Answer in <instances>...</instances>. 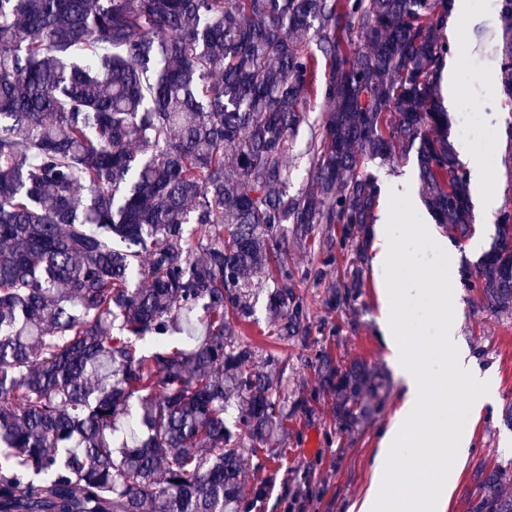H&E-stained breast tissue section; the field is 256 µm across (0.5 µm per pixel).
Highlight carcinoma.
<instances>
[{
  "mask_svg": "<svg viewBox=\"0 0 512 512\" xmlns=\"http://www.w3.org/2000/svg\"><path fill=\"white\" fill-rule=\"evenodd\" d=\"M501 14L512 96V0ZM447 28L448 0H0V512H247L242 449L273 459L289 413L283 362L241 329L265 287L263 334L306 339L296 281L364 260L380 188L361 155L417 148L438 223L471 227ZM302 125L313 179L290 194ZM506 267L502 239L465 271L488 310H512ZM361 288L356 265L335 307ZM316 360L338 427L380 410V368ZM124 417L141 437L117 449ZM511 484L512 462L482 473L469 512H512Z\"/></svg>",
  "mask_w": 512,
  "mask_h": 512,
  "instance_id": "obj_1",
  "label": "carcinoma"
}]
</instances>
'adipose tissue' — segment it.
I'll return each instance as SVG.
<instances>
[{
    "mask_svg": "<svg viewBox=\"0 0 512 512\" xmlns=\"http://www.w3.org/2000/svg\"><path fill=\"white\" fill-rule=\"evenodd\" d=\"M392 213H384L375 229L372 242V265L382 270L377 282L381 315L379 327L390 351L395 376L402 388L403 402L394 421L384 432L374 459L375 483L366 497L357 505V512H439L442 501L454 486V478L447 469H438L434 479L419 495L393 497L388 486L393 479L415 482L417 468L405 464L401 472L391 466L395 455H417L423 448H454L458 456H465L469 438L465 432L450 429L447 407L437 405L431 395L432 385L447 378L473 389L479 403L494 398L488 377L480 376L471 365L468 352L462 347L460 323L450 316L451 303L446 288H438L429 296L435 319L436 345L446 355L445 361L431 370H424L416 354L409 349L403 333V322L397 304L398 297L418 296L422 291V277L393 278L392 273L404 259L403 237L393 228Z\"/></svg>",
    "mask_w": 512,
    "mask_h": 512,
    "instance_id": "ef3b65f1",
    "label": "adipose tissue"
}]
</instances>
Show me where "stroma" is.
<instances>
[{
  "label": "stroma",
  "mask_w": 512,
  "mask_h": 512,
  "mask_svg": "<svg viewBox=\"0 0 512 512\" xmlns=\"http://www.w3.org/2000/svg\"><path fill=\"white\" fill-rule=\"evenodd\" d=\"M485 0H467V14L457 36L449 38V56L457 65L460 93L448 110L450 123H457L463 107L476 112L477 137L485 148L462 141L451 134L455 147L464 148L479 160L486 171L485 189L498 198V213L486 216L474 210V232L461 239L454 227L432 220L421 194L416 154L390 162L366 164L365 173L386 186L393 178H403L408 196L387 199L379 196L375 213L393 207L399 226L404 230L407 263L398 271L406 277L418 271V260L424 249L421 225H430L448 245L453 256L456 276L448 282V291L457 299L456 312L461 318V338L469 349L475 366L490 374L495 385L494 403L480 413H473L468 403L469 387L448 382L435 391L447 403L457 430L470 436L465 459L448 452L445 468L457 474L455 487L448 498L445 512H468L480 471L494 464L512 462V430L504 426L502 409L512 401V311L493 313L486 310L476 290L465 287L461 270L473 266L489 250L496 238L499 213L512 212V97L500 82L497 45L499 14L487 13ZM378 275L371 262H364L362 295L355 310H337L330 298L336 285L335 274L323 279L307 278L297 284L298 293L310 306L311 334L306 344H276L261 335L260 324L267 321L265 292H258L255 304L256 324L244 328L242 342L267 351L277 352L285 362L281 394L286 397L290 414L286 432L277 437L281 454L260 471L267 482V494L252 512H350L367 494L373 478V460L383 431L401 406L398 383L387 359L379 325ZM404 329L408 339L422 342L433 337L435 323L426 296L405 298L400 302ZM326 352L334 365L343 367L355 361H366L381 368L391 378L389 396L379 414L351 430L337 427L330 395H315L321 373L314 356Z\"/></svg>",
  "instance_id": "1"
}]
</instances>
